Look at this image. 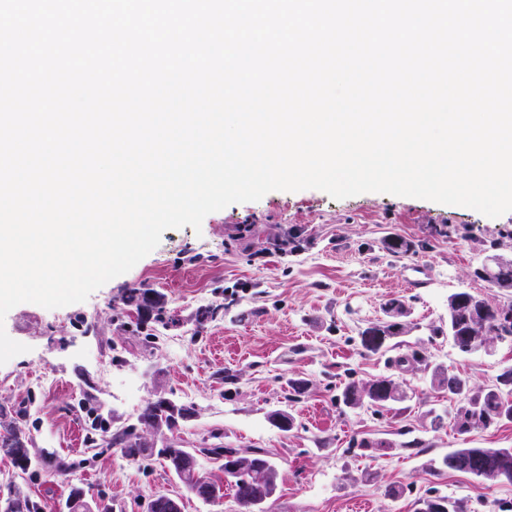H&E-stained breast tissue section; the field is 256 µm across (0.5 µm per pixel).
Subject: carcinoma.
I'll use <instances>...</instances> for the list:
<instances>
[{
  "label": "carcinoma",
  "instance_id": "carcinoma-1",
  "mask_svg": "<svg viewBox=\"0 0 512 512\" xmlns=\"http://www.w3.org/2000/svg\"><path fill=\"white\" fill-rule=\"evenodd\" d=\"M482 280L492 287L512 294V258H496L494 266L486 271ZM495 302L468 291H458L448 296V323L433 330L435 336H446L452 346L462 353H468L474 346H492L495 342L512 341V323L507 325L494 310ZM221 310L219 306L203 305L196 309L194 320L199 334L205 324L214 320ZM385 312L393 313L394 321L383 325L375 324L366 331H377L384 338L397 335L406 324L400 319L407 316L405 302L393 299L384 306ZM112 311L125 316L133 311L140 313L138 323L149 319L166 329L173 325L171 310L165 306L162 295L153 288L139 287L129 290L123 306L112 307ZM431 383L439 390L457 396V405L452 415L453 429L460 435L487 430L502 422H512V388L502 392L497 385L474 389L468 385V379L449 377L439 369L431 371ZM400 384L390 376H381L365 382L352 380L345 384L339 400L350 408L358 405L380 414L391 409V405L402 400ZM158 418L167 428L170 414L148 403L137 415L134 422L112 432L103 424V419L94 408L87 409V418L95 437L91 442L102 441L108 447L118 448L122 456L131 463L141 464L161 457L169 470L176 471L181 459L185 458L193 465H198L197 453H202L214 460L229 461L235 459L238 450L224 448H184L177 456L172 455L170 447L158 448L154 434L142 430V422ZM101 439H96V436ZM31 441L27 426V411L22 407L7 408L0 406V447L10 453L12 466L22 472H28V444ZM267 455L262 448H255L247 458L236 459L240 469L231 483L236 503L241 512H251V502L260 492V487L253 483V476L269 481L266 490L277 487L276 469L266 466ZM442 465L453 471L470 474L480 479H490L486 474L489 469H498L512 482V448H456L442 458ZM428 503V512H467V502L463 499L451 501L446 496L434 491L422 498Z\"/></svg>",
  "mask_w": 512,
  "mask_h": 512
}]
</instances>
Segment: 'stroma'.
<instances>
[{"label": "stroma", "instance_id": "obj_1", "mask_svg": "<svg viewBox=\"0 0 512 512\" xmlns=\"http://www.w3.org/2000/svg\"><path fill=\"white\" fill-rule=\"evenodd\" d=\"M289 236L296 251H278L277 240ZM390 237L409 243L410 252L393 256L384 247ZM494 255L512 257V212L489 218L385 193L336 200L317 189L273 191L207 215L201 229L167 230L152 252L85 302L55 309L22 303L0 323L29 347L0 365V405L26 407L34 449L55 451L53 464L23 476L0 456V497L20 489L39 512H67L76 486L90 505L115 512H147L160 492L178 495L182 512H240L232 490L205 503L161 460L139 467L117 450L91 446L82 401L95 399L116 430L161 393L195 409L178 427L184 447L268 452L278 488L266 512H353L359 503L366 512H415L416 500L433 490L466 499L468 512H493L495 502H512V484L482 482L440 461L463 446L512 448V423L461 438L446 420L448 394L433 389L429 371L404 372L393 360L418 349L431 368L477 387L512 367L510 342L463 354L433 333L448 319L453 292L504 301L474 274ZM142 283L181 316L158 329L152 346L112 312ZM392 299L408 306V328L387 340L385 354L368 352L361 333L386 321ZM202 305L220 312L199 332L193 314ZM79 315L89 332L75 326ZM228 372L234 383H225ZM382 375L404 392L391 410L377 415L337 404L348 380ZM292 378L311 387L289 405L297 426L284 432L267 414L280 407ZM362 438L378 448L356 447Z\"/></svg>", "mask_w": 512, "mask_h": 512}]
</instances>
